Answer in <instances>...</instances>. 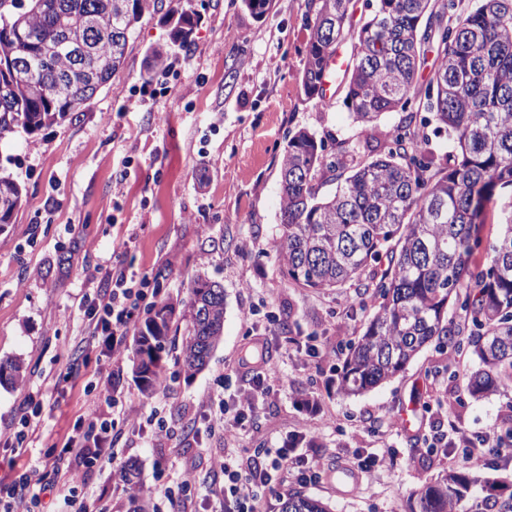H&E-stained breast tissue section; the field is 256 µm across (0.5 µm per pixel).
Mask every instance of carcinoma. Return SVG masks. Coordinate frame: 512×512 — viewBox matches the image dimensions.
<instances>
[{
  "instance_id": "1",
  "label": "carcinoma",
  "mask_w": 512,
  "mask_h": 512,
  "mask_svg": "<svg viewBox=\"0 0 512 512\" xmlns=\"http://www.w3.org/2000/svg\"><path fill=\"white\" fill-rule=\"evenodd\" d=\"M158 0H0V66L28 50L53 56L44 73L11 77L0 102V141L21 128L32 134L73 119L122 66L128 37ZM309 30L304 95L323 96L336 45L352 46L344 105L365 145L325 142L306 129L289 133L280 165L281 235L274 250L301 288L351 285L374 312L345 346L339 391L358 396L390 380L435 343L464 336L474 356L466 373L474 398L512 387V209L501 210L487 262L475 258L496 193L512 190V0H375L357 15V0H305ZM171 39L187 44L191 16L171 12ZM435 54L426 85L418 73ZM398 122L384 135L377 121ZM448 134L441 152L432 138ZM333 185L328 194L320 189ZM23 187L0 176V227L12 223ZM461 310L448 319V308ZM185 322L180 370L202 371L224 333V287L197 276L189 296L154 304L138 329L134 374L145 396L165 379L163 352L173 320ZM23 365L0 361V384L17 383ZM486 463L450 470L416 491V512H457L472 497L476 512H512V484L486 476ZM124 480L139 488L132 512H149L133 464ZM279 512H329L290 489Z\"/></svg>"
}]
</instances>
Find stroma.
<instances>
[{
  "instance_id": "stroma-1",
  "label": "stroma",
  "mask_w": 512,
  "mask_h": 512,
  "mask_svg": "<svg viewBox=\"0 0 512 512\" xmlns=\"http://www.w3.org/2000/svg\"><path fill=\"white\" fill-rule=\"evenodd\" d=\"M171 7L193 17L187 47L171 43L168 8L149 11L122 68L79 119L0 141V173L26 188L0 231V359L20 360L25 374L0 385V476L28 467L53 483L52 443L94 411L115 420V463L139 467L154 512H167L163 490L185 470L211 477L217 456L246 469L286 444L309 447L324 469L322 481L302 489L331 512H409L412 492L466 467L462 452L446 445L453 429L500 437L512 429V389L471 398L448 373L471 368L472 359L431 345L365 395L338 391L339 349L357 339L371 312L348 308L349 289L292 284L273 242L289 131L307 129L329 146L364 142L343 104L344 85L329 86V108L304 95V0H273L261 18L242 0ZM230 27L236 38L226 37ZM154 48L167 59L151 71ZM113 266L145 275L159 301L186 299L199 274L223 285L224 336L192 380L165 356L167 386L145 396L133 380L132 350L115 361L97 347L82 298L105 285L95 268ZM257 337L279 379L235 441L224 443L207 420L248 389L238 362ZM78 355L85 365L72 383L65 373ZM29 398L43 404L39 429L17 448ZM130 413L142 432H131ZM308 426L311 447L302 438ZM388 450L391 464L356 491L329 477L352 455ZM113 465L87 474L78 497L84 512H128Z\"/></svg>"
}]
</instances>
